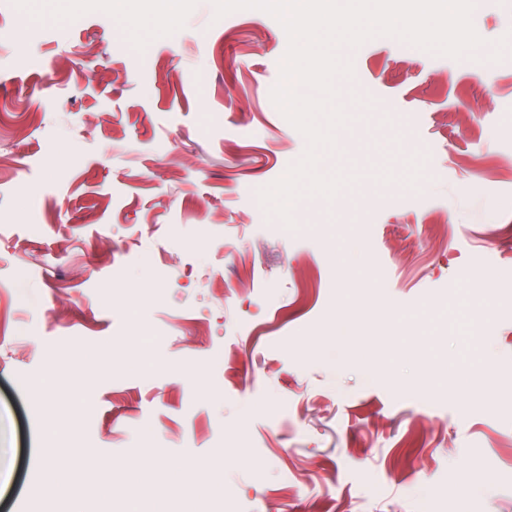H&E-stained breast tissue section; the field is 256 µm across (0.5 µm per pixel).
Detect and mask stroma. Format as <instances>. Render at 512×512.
Listing matches in <instances>:
<instances>
[{"label": "stroma", "mask_w": 512, "mask_h": 512, "mask_svg": "<svg viewBox=\"0 0 512 512\" xmlns=\"http://www.w3.org/2000/svg\"><path fill=\"white\" fill-rule=\"evenodd\" d=\"M473 24L482 65L343 49L354 180L290 229L275 18L0 0V512H512V0ZM40 474L43 481L54 489L57 495H63L65 491L66 476L62 469L56 463L50 460H43L41 463Z\"/></svg>", "instance_id": "stroma-1"}]
</instances>
